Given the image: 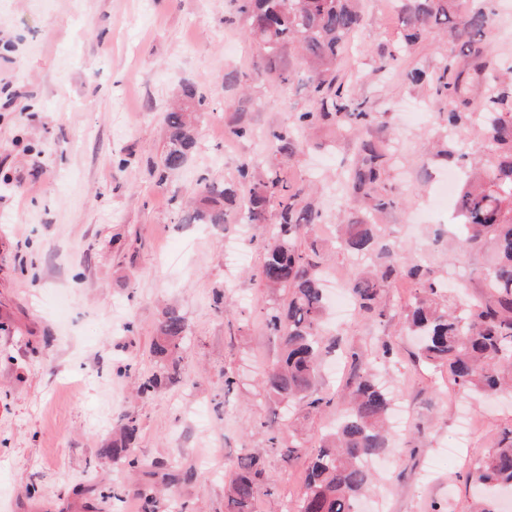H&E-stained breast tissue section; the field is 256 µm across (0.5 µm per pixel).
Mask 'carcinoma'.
<instances>
[{
    "mask_svg": "<svg viewBox=\"0 0 512 512\" xmlns=\"http://www.w3.org/2000/svg\"><path fill=\"white\" fill-rule=\"evenodd\" d=\"M403 7L405 39L413 43L428 27L444 28L454 49L448 53L436 78V93L450 100L464 99L461 67L470 65L484 87L485 111L452 110L445 118L448 130L474 121L483 124L494 148L489 169L459 191L456 210L462 218L457 245L462 249L487 247L491 257L480 276L488 298L452 308L446 300L442 278L419 265L390 261L374 269L365 263L356 268L349 285L360 312L378 309L386 288L398 279L415 284L418 297L408 314L409 328L420 338L422 359L448 368L454 383L467 390L493 394L508 385L500 363H512V61L490 66L480 60L477 46L491 32L496 16L494 0H472L461 14L457 0H399ZM237 10L249 20L247 37L269 58H279L288 47L306 64L305 86L311 107L295 113L290 123L270 133L274 152L290 157L303 146V135L315 126L334 125L359 140V160L348 184L355 195L374 202L373 210L387 206L383 199L386 154L364 138L376 116L357 102L344 83L336 80L334 66L345 52L351 35L361 23L358 0H236ZM204 97L194 85L182 89L181 104L164 115L168 141L159 180L186 166L196 145V121ZM303 188L281 176L270 164L249 198L241 202L237 188L221 181L199 180L196 196L183 212L184 224H225L235 216L244 224L262 227L267 207H278L274 231L261 237L263 261L256 276L269 290L287 293V303L267 312L270 331L280 339V354L267 370V394L292 408L305 403L317 411L332 397L318 387L325 352V287L323 264L317 259V242H299L302 232L322 223V213L300 205ZM344 248L372 259L376 252L378 224L372 218L348 216L341 225ZM187 336L184 317L174 308L165 311L152 352L167 369L143 380L140 394L150 395L163 379L177 372L173 351ZM357 375L338 416L334 430L313 451L306 476V492L297 512H357L360 496L370 486L373 472L368 462L391 451L389 415L392 399L374 379L369 363L355 360ZM137 420L130 416L120 425L119 439L103 450L104 457L136 468L131 447L138 437ZM467 480L486 491L512 486V430L505 431L493 452L480 460ZM269 495V481L262 462L248 449L237 458L227 496L228 512H254L260 487ZM141 512H161L162 503L151 485L138 489Z\"/></svg>",
    "mask_w": 512,
    "mask_h": 512,
    "instance_id": "cac0c4a2",
    "label": "carcinoma"
}]
</instances>
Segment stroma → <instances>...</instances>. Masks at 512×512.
<instances>
[{"label":"stroma","mask_w":512,"mask_h":512,"mask_svg":"<svg viewBox=\"0 0 512 512\" xmlns=\"http://www.w3.org/2000/svg\"><path fill=\"white\" fill-rule=\"evenodd\" d=\"M387 2L360 0L362 24L336 66L377 115L368 139L387 149L393 204L381 215L384 243L399 260L447 273L459 296L480 299L485 254L455 251L454 203L426 205L445 171L468 175L492 150L470 127L450 135L449 156L429 151L453 104L403 73H438L448 41L433 28L406 44ZM247 27L233 0H0V512H141L136 488L161 468L183 475L166 512H226L225 484L246 448L262 455L277 486L258 495L257 512H295L310 451L336 424L356 355L408 410L362 512H471L467 474L512 428V397L476 399L446 368L419 358L405 329L410 282L385 290L380 319L327 309L340 369L323 366L319 386L334 403L317 412L297 405L294 460L267 442L281 418L263 376L280 343L265 318L286 297L255 275L259 229L233 222L205 234L181 221L199 177L249 194L241 167L265 169L269 132L310 106L298 84L238 83L261 60ZM393 50L398 63L380 68ZM186 84L205 98L197 146L162 182L163 115ZM239 125L251 136H234ZM358 149L321 126L280 164L287 180L316 185L305 199L323 212L314 235L333 292L344 291L357 264L336 216L364 206L344 181ZM169 307L188 325L179 372L142 397V380L159 369L151 347ZM128 415L139 425L131 452L142 468L133 477L100 457ZM80 483L96 494L81 495Z\"/></svg>","instance_id":"obj_1"}]
</instances>
